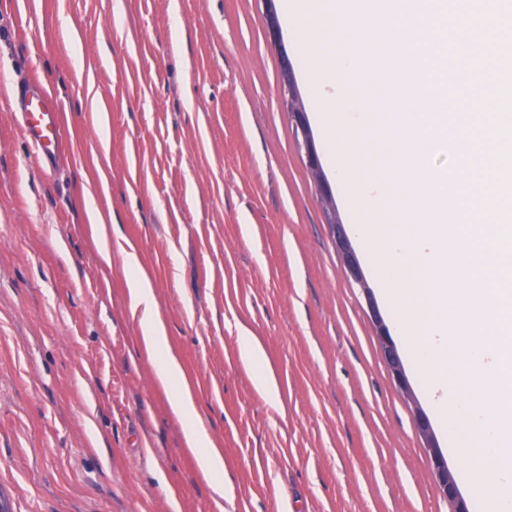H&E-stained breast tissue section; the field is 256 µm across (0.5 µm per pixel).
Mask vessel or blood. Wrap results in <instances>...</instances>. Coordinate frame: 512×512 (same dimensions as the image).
I'll use <instances>...</instances> for the list:
<instances>
[{
  "label": "vessel or blood",
  "mask_w": 512,
  "mask_h": 512,
  "mask_svg": "<svg viewBox=\"0 0 512 512\" xmlns=\"http://www.w3.org/2000/svg\"><path fill=\"white\" fill-rule=\"evenodd\" d=\"M10 109L17 112L37 158L45 165H52L63 138V124L45 85L37 79H27L11 100Z\"/></svg>",
  "instance_id": "vessel-or-blood-1"
}]
</instances>
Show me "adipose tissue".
Wrapping results in <instances>:
<instances>
[{
    "label": "adipose tissue",
    "instance_id": "adipose-tissue-1",
    "mask_svg": "<svg viewBox=\"0 0 512 512\" xmlns=\"http://www.w3.org/2000/svg\"><path fill=\"white\" fill-rule=\"evenodd\" d=\"M128 289L132 310L138 316L142 339L151 353L159 357L156 366L159 381L165 385L183 382L184 372L180 363L165 352L167 336L159 319L151 282L136 276L129 280ZM172 409L176 416L186 421L184 438L188 448L198 452L196 463L200 473L205 479L210 480L211 489L216 497H223L224 456L208 449L209 433L200 419L194 401L188 393H181L173 403Z\"/></svg>",
    "mask_w": 512,
    "mask_h": 512
}]
</instances>
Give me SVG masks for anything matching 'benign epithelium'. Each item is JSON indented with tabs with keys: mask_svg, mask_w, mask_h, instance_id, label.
<instances>
[{
	"mask_svg": "<svg viewBox=\"0 0 512 512\" xmlns=\"http://www.w3.org/2000/svg\"><path fill=\"white\" fill-rule=\"evenodd\" d=\"M281 77L288 115L291 116L297 132L301 135V142L298 143V146L304 150L307 168L318 185L323 202L332 210L334 209L332 192L322 172L315 143L306 124L304 112L295 90L294 78L290 67L286 63L283 64ZM330 227L347 279L362 290L369 317L377 336L379 350L393 381L407 401L412 403L414 402V396L404 371L401 356L395 343L390 339L389 329L371 298L349 238L347 225L335 220L330 224ZM412 412L416 431L423 442V448L429 458L439 492L448 501L449 512H468L466 503L457 489L455 478L440 451L426 415L417 406L412 409Z\"/></svg>",
	"mask_w": 512,
	"mask_h": 512,
	"instance_id": "benign-epithelium-1",
	"label": "benign epithelium"
}]
</instances>
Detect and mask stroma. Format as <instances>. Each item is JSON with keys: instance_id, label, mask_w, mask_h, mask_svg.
I'll return each instance as SVG.
<instances>
[{"instance_id": "35a3bbf8", "label": "stroma", "mask_w": 512, "mask_h": 512, "mask_svg": "<svg viewBox=\"0 0 512 512\" xmlns=\"http://www.w3.org/2000/svg\"><path fill=\"white\" fill-rule=\"evenodd\" d=\"M281 36L261 0H0V494L17 512H448L414 428L426 377L407 370V404L343 273L282 56L309 115L310 77ZM17 76L61 109L52 171L9 110ZM137 272L224 456L223 502L142 346ZM283 58L284 64L281 71L282 84L284 86L282 87L283 94L288 115L291 116L292 121L295 123L297 132L301 135V142L298 139V146L300 149L304 150L307 168L318 185L323 202L330 210L335 211L332 192L329 183L322 172L315 143L305 121L304 112L295 90L294 78L291 69L288 66V58L286 55L283 56Z\"/></svg>"}]
</instances>
